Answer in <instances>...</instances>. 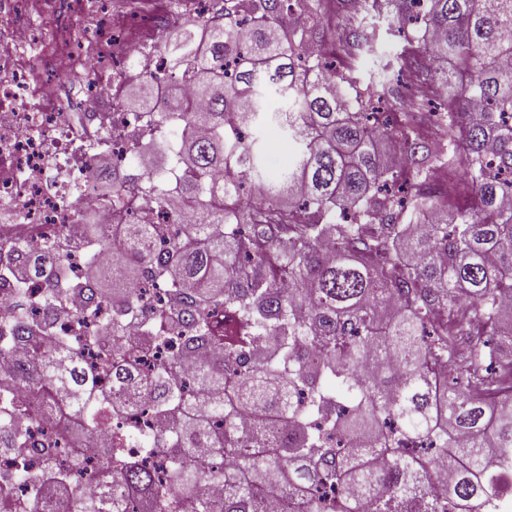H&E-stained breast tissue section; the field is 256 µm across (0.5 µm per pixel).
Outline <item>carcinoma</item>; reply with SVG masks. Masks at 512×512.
I'll use <instances>...</instances> for the list:
<instances>
[{
	"instance_id": "carcinoma-1",
	"label": "carcinoma",
	"mask_w": 512,
	"mask_h": 512,
	"mask_svg": "<svg viewBox=\"0 0 512 512\" xmlns=\"http://www.w3.org/2000/svg\"><path fill=\"white\" fill-rule=\"evenodd\" d=\"M216 2L223 23L158 45L169 93L157 100L138 80L127 106L149 116L128 168L152 146L173 155L148 189L197 223L175 225L161 251L151 224H123L117 238L91 225L88 256L111 247L124 261L108 296L69 279L57 254L0 242L13 281L40 279L45 298L43 318L21 307L0 325V402L18 407L0 411V450L18 462L8 482L48 479L74 512H127L118 485L139 492L136 512H512L494 469L512 470V0H424L419 12V0H341L330 42L349 56L377 54V15L416 23L417 56L435 62L416 106L431 103L427 85L443 100L434 138L422 112L374 123L397 92L388 64L361 83L329 81L327 62L308 59V43L325 42L320 0H258L247 23L232 0ZM293 8L311 21L290 35ZM354 82L355 112L340 88ZM261 133L286 150L274 171ZM396 138L404 168L375 148ZM104 176L124 207L123 174L84 181ZM427 212L434 224L416 231L407 217ZM146 281L166 293L140 313L132 284ZM71 292L82 323L106 299L122 310L105 329L135 328L139 349L55 335L53 306ZM199 353L189 380L181 356ZM137 397L174 420L144 438L159 468L111 451L91 466L78 438L24 427L60 404L84 436L133 414ZM438 469L445 505L430 486ZM75 473L97 490L78 491ZM0 512H37V497L0 482Z\"/></svg>"
}]
</instances>
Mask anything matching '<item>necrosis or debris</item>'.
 I'll return each instance as SVG.
<instances>
[{
    "mask_svg": "<svg viewBox=\"0 0 512 512\" xmlns=\"http://www.w3.org/2000/svg\"><path fill=\"white\" fill-rule=\"evenodd\" d=\"M212 0H0V239L27 248L61 245L71 276L109 279L119 263L102 251L83 257L77 235L85 215L103 231L119 224H162L166 218L142 180L127 185L129 207L113 210L108 197L82 180L85 170L119 165L142 115L124 110L115 85L130 75L148 78L161 61L157 46L213 13ZM111 76L109 86L87 81L90 70ZM80 83L90 109L71 111L58 95V77ZM169 421L141 407L106 436L84 439V454L97 463L114 447L127 458H150L136 431L160 432Z\"/></svg>",
    "mask_w": 512,
    "mask_h": 512,
    "instance_id": "obj_1",
    "label": "necrosis or debris"
}]
</instances>
